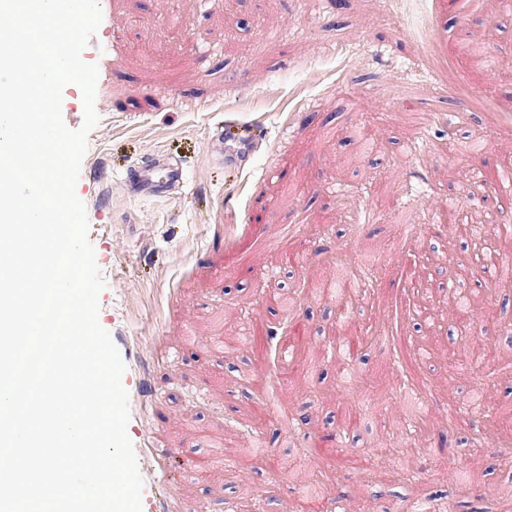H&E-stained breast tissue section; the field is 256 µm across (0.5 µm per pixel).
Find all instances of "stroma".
Returning a JSON list of instances; mask_svg holds the SVG:
<instances>
[{"label":"stroma","instance_id":"stroma-1","mask_svg":"<svg viewBox=\"0 0 512 512\" xmlns=\"http://www.w3.org/2000/svg\"><path fill=\"white\" fill-rule=\"evenodd\" d=\"M103 0L82 52L98 68L95 110L76 193L106 281L99 322L127 366L128 434L176 468L144 485L143 507L172 512H512V382L495 402L500 442L474 444L480 373L512 363V289L487 290L467 332L444 313L417 324L404 306V257L427 252L431 198L512 225V205L474 184L468 142L488 163L512 157V11L502 0ZM445 28L442 61L426 35ZM412 86L411 107L382 79ZM261 130L256 151L226 159L224 123ZM163 155L183 181L137 199L135 166ZM306 260L286 265L288 253ZM351 296L353 318L337 301ZM397 314L393 337L363 343L348 370L324 353L337 334ZM307 338L297 363L270 374L253 331L285 319ZM436 406L420 416L415 391ZM276 393L279 410L260 411ZM307 416L292 430L288 414ZM343 427L332 460L313 441ZM211 461L196 473L194 456Z\"/></svg>","mask_w":512,"mask_h":512}]
</instances>
